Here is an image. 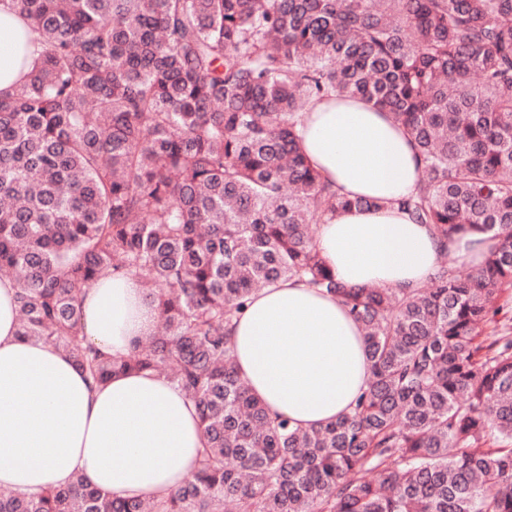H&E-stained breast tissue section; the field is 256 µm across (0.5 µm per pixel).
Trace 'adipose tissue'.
<instances>
[{
	"label": "adipose tissue",
	"mask_w": 512,
	"mask_h": 512,
	"mask_svg": "<svg viewBox=\"0 0 512 512\" xmlns=\"http://www.w3.org/2000/svg\"><path fill=\"white\" fill-rule=\"evenodd\" d=\"M39 49L12 0H0V97ZM301 147L324 179L349 198L367 199L329 215L317 248L336 279L355 287L416 288L441 251L478 266L491 234L441 242L398 202L415 189L422 165L389 113L353 98L311 106ZM15 288L0 279V487L38 492L74 475L106 494L149 500L190 477L204 446L195 406L164 377L120 373L90 387L62 350L19 336ZM89 341L126 355L151 333L157 311L132 275L102 278L82 294ZM231 347L250 390L272 413L308 428L343 414L370 373L364 336L336 298L295 281L260 289L235 320Z\"/></svg>",
	"instance_id": "ef3b65f1"
}]
</instances>
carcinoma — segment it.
<instances>
[{
    "instance_id": "cac0c4a2",
    "label": "carcinoma",
    "mask_w": 512,
    "mask_h": 512,
    "mask_svg": "<svg viewBox=\"0 0 512 512\" xmlns=\"http://www.w3.org/2000/svg\"><path fill=\"white\" fill-rule=\"evenodd\" d=\"M39 66L0 98V273L19 334L92 385L167 378L194 403L197 467L151 500L72 481L0 512H512V0H14ZM360 98L423 165L398 201L438 238L492 232L464 273L347 287L310 224L368 206L323 181L303 112ZM148 274L156 330L114 357L82 329L101 277ZM296 280L364 332L351 410L298 428L240 377L229 335L259 287Z\"/></svg>"
}]
</instances>
